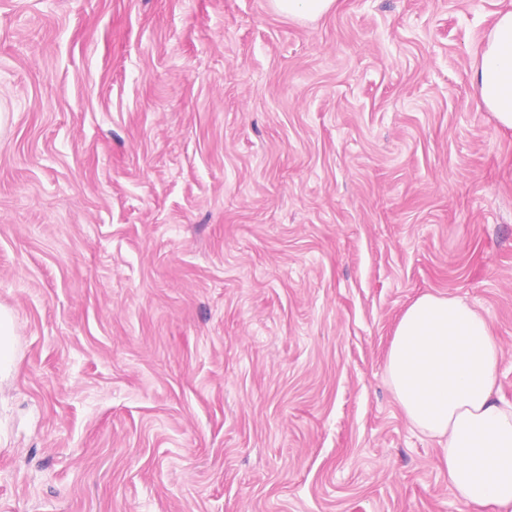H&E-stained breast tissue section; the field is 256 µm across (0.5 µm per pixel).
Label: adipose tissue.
<instances>
[{
	"mask_svg": "<svg viewBox=\"0 0 512 512\" xmlns=\"http://www.w3.org/2000/svg\"><path fill=\"white\" fill-rule=\"evenodd\" d=\"M471 82L512 132V10L498 14ZM502 348L488 317L456 296L426 293L402 314L388 384L408 422L436 439L448 483L469 512H512V402L498 394Z\"/></svg>",
	"mask_w": 512,
	"mask_h": 512,
	"instance_id": "obj_1",
	"label": "adipose tissue"
}]
</instances>
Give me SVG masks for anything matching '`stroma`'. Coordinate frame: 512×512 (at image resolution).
Instances as JSON below:
<instances>
[{"label": "stroma", "mask_w": 512, "mask_h": 512, "mask_svg": "<svg viewBox=\"0 0 512 512\" xmlns=\"http://www.w3.org/2000/svg\"><path fill=\"white\" fill-rule=\"evenodd\" d=\"M512 0H0V512H467L384 382L424 293L512 401ZM336 3L337 0H271L272 8L278 13L306 20L323 16L332 10ZM471 82L499 129L512 132V10L498 14ZM17 329L12 312L0 306V378L8 377L16 366Z\"/></svg>", "instance_id": "stroma-1"}]
</instances>
